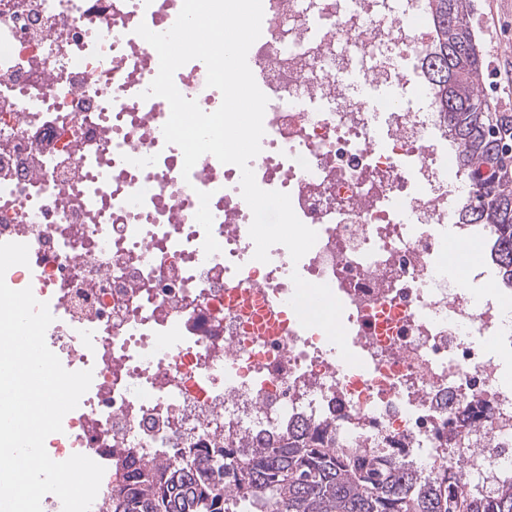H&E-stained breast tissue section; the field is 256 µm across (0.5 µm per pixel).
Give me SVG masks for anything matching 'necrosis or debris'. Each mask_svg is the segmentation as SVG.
I'll return each instance as SVG.
<instances>
[{
	"label": "necrosis or debris",
	"mask_w": 512,
	"mask_h": 512,
	"mask_svg": "<svg viewBox=\"0 0 512 512\" xmlns=\"http://www.w3.org/2000/svg\"><path fill=\"white\" fill-rule=\"evenodd\" d=\"M182 5L0 0V243L29 247L5 281L47 303L63 367L93 372L48 455L102 465L90 512H112L117 476L307 424L494 495L512 483V275L493 225L455 221L469 188L448 180L422 0H262L247 62L269 102L250 166L318 234L300 261L277 244L265 263L240 169L206 154L183 174L169 103L141 97L159 57L136 29L168 31ZM348 42L394 93L379 111L344 80ZM206 76L196 59L174 83L211 113ZM452 248L478 259L452 267ZM295 272L340 300L360 365L300 324Z\"/></svg>",
	"instance_id": "necrosis-or-debris-1"
}]
</instances>
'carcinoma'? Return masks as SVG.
<instances>
[{
	"instance_id": "obj_1",
	"label": "carcinoma",
	"mask_w": 512,
	"mask_h": 512,
	"mask_svg": "<svg viewBox=\"0 0 512 512\" xmlns=\"http://www.w3.org/2000/svg\"><path fill=\"white\" fill-rule=\"evenodd\" d=\"M428 2L422 67L471 193L455 219L494 225L498 261L512 271V123L483 94L470 0ZM112 512H512V485L480 498L423 480L385 448L361 458L325 431L306 432L256 453L205 448L182 466L128 474L112 488Z\"/></svg>"
}]
</instances>
